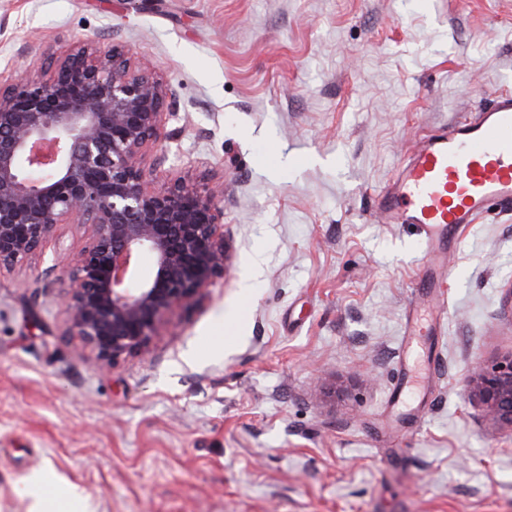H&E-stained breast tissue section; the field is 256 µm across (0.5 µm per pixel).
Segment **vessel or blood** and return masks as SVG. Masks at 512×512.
<instances>
[{"label": "vessel or blood", "instance_id": "1", "mask_svg": "<svg viewBox=\"0 0 512 512\" xmlns=\"http://www.w3.org/2000/svg\"><path fill=\"white\" fill-rule=\"evenodd\" d=\"M512 207V92L451 130L425 135L380 200L385 223L426 227L428 263L448 230L475 223L491 206Z\"/></svg>", "mask_w": 512, "mask_h": 512}]
</instances>
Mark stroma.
<instances>
[{"mask_svg":"<svg viewBox=\"0 0 512 512\" xmlns=\"http://www.w3.org/2000/svg\"><path fill=\"white\" fill-rule=\"evenodd\" d=\"M98 36L177 91L183 153L224 179L232 269L107 372L67 335L59 225L0 272V512L47 471L93 512H512V439L462 380L512 352V211L448 239L379 200L420 139L512 92V0H0V80Z\"/></svg>","mask_w":512,"mask_h":512,"instance_id":"35a3bbf8","label":"stroma"}]
</instances>
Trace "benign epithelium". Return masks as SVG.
I'll return each mask as SVG.
<instances>
[{
    "mask_svg": "<svg viewBox=\"0 0 512 512\" xmlns=\"http://www.w3.org/2000/svg\"><path fill=\"white\" fill-rule=\"evenodd\" d=\"M175 92L150 63L92 38L48 66L0 81V270L41 250L60 224H86L66 293L79 354L110 370L148 354L173 308L205 296L232 266L224 181L154 186L168 158ZM151 256L147 272L140 261ZM467 404L512 435V352L463 380Z\"/></svg>",
    "mask_w": 512,
    "mask_h": 512,
    "instance_id": "obj_1",
    "label": "benign epithelium"
}]
</instances>
